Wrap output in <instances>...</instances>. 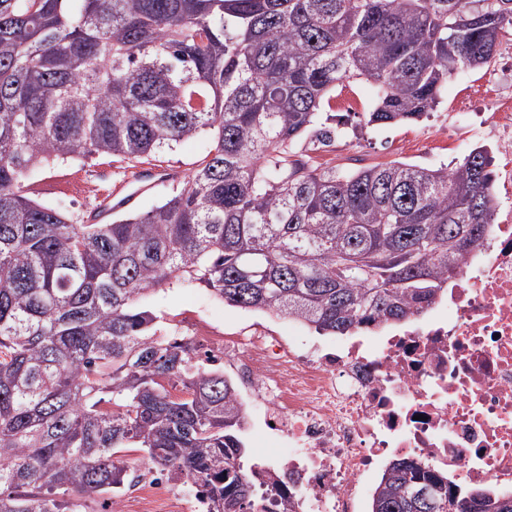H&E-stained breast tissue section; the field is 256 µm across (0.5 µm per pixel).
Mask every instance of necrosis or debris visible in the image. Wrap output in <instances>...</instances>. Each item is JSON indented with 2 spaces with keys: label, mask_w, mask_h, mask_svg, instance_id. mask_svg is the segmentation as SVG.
I'll list each match as a JSON object with an SVG mask.
<instances>
[{
  "label": "necrosis or debris",
  "mask_w": 512,
  "mask_h": 512,
  "mask_svg": "<svg viewBox=\"0 0 512 512\" xmlns=\"http://www.w3.org/2000/svg\"><path fill=\"white\" fill-rule=\"evenodd\" d=\"M192 340L223 361L256 438L271 441L250 512H369L397 458L512 493V224L495 225L407 326L348 347L261 323Z\"/></svg>",
  "instance_id": "necrosis-or-debris-1"
}]
</instances>
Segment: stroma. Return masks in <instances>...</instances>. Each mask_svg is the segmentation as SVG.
Segmentation results:
<instances>
[{
    "instance_id": "35a3bbf8",
    "label": "stroma",
    "mask_w": 512,
    "mask_h": 512,
    "mask_svg": "<svg viewBox=\"0 0 512 512\" xmlns=\"http://www.w3.org/2000/svg\"><path fill=\"white\" fill-rule=\"evenodd\" d=\"M374 96L370 83L353 80L333 92L331 111L336 116L338 140L330 147L311 151L315 163L355 169L362 166L403 161L436 169L462 161L476 146L487 145L493 190L498 202L497 221H504L512 210V160L501 154L490 137L493 114L501 105L512 104V36L503 39L489 68L458 71L449 79L443 96L428 118L407 125L359 128L357 116L368 110ZM352 97L356 111L341 109V100ZM211 137L199 133L181 141L173 150L147 161L150 169H176L191 173L206 157ZM135 176L123 163L107 157L68 160L38 173L33 184L36 199L79 218H87L100 196L132 184ZM164 313L178 335H192L198 326L211 334L235 331L259 321L279 333L314 335L305 322L276 318L266 313L228 306L215 299L199 284H181L161 290L151 303Z\"/></svg>"
}]
</instances>
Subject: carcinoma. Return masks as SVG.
Instances as JSON below:
<instances>
[{"label": "carcinoma", "mask_w": 512, "mask_h": 512, "mask_svg": "<svg viewBox=\"0 0 512 512\" xmlns=\"http://www.w3.org/2000/svg\"><path fill=\"white\" fill-rule=\"evenodd\" d=\"M512 0H0V512H85L148 470L245 512L242 414L224 372L168 333L158 291L198 283L319 333L410 319L495 224L486 150L455 167L343 172L331 94L363 126L420 121L491 65ZM208 160L142 213L87 224L32 198L58 160L132 166L199 132ZM512 512L399 459L372 512Z\"/></svg>", "instance_id": "cac0c4a2"}]
</instances>
